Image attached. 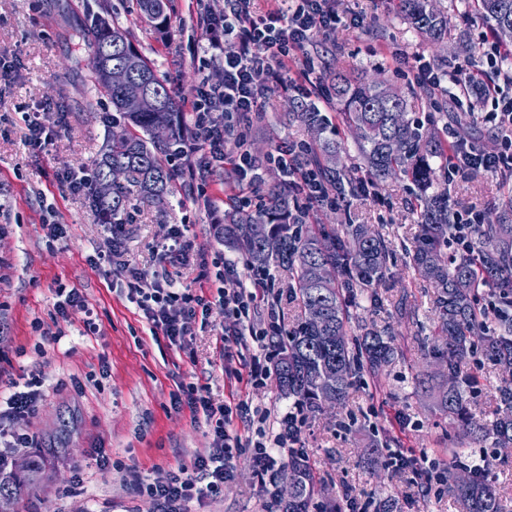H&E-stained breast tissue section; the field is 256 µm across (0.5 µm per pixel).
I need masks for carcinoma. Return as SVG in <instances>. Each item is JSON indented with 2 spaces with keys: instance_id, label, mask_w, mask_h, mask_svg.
<instances>
[{
  "instance_id": "cac0c4a2",
  "label": "carcinoma",
  "mask_w": 512,
  "mask_h": 512,
  "mask_svg": "<svg viewBox=\"0 0 512 512\" xmlns=\"http://www.w3.org/2000/svg\"><path fill=\"white\" fill-rule=\"evenodd\" d=\"M169 0H136L140 17L148 26L162 31L170 24ZM477 15L497 34L512 28V0H476ZM404 19L430 44L443 41L448 16L434 8L431 0H401ZM77 45L91 51L90 80L95 91L106 97L116 115L112 123H124V136L110 139L96 164L94 183L108 171L125 172V181L112 185L105 196L93 190L96 207L104 220L118 221L129 196L160 203L171 192L174 174L167 157L178 153L185 129L175 95L157 68L134 46L128 32L97 14L75 34ZM124 68L128 81H109V67ZM330 96L341 105L337 120L357 131L355 144L371 184L396 177L413 185V211L420 219V234L407 255L419 276L437 292L438 324L434 335L424 340L434 356L448 362L453 386L437 381L429 396L448 415L454 434L448 468L440 479L443 492L457 500L462 512H508L493 469L509 463L512 449V382L498 387L499 407L491 424L477 420L468 410L465 394L472 383L467 361L477 351L512 375V198L492 209L495 221L475 229L471 253L448 256V241L455 233L449 223L448 164L434 167V160L448 158V128L425 126L408 117L406 95L363 70L328 73ZM148 100L139 112L126 109L131 96ZM288 118L311 131L306 153L299 162L315 167L331 194L339 202L357 194L362 180L345 165L341 143L329 121L310 99L289 101ZM164 126L167 137L159 141L155 130ZM259 206H232L224 222L214 224V235L245 255L252 271L268 275L282 269L290 277V292L304 312L321 308L324 320L316 325L302 318L283 334L272 337L279 358L276 374L282 392L312 412L329 399L343 404L347 390L357 381L375 383L399 356L394 335L363 324L360 334L351 335L352 303L365 296L374 303L378 287L386 279L393 250L379 233L367 232L363 224H311L310 215L297 204L286 180L277 177L263 182ZM330 266L336 279L325 285L313 281L314 270ZM505 451L486 455L483 471L471 467L476 450L487 451L486 443ZM29 472L9 470L0 459V495H12L44 470L38 455L28 457ZM470 474L465 486L456 483L459 471ZM288 484L295 494L288 497L285 512H310L318 482L314 469L300 448L288 454Z\"/></svg>"
}]
</instances>
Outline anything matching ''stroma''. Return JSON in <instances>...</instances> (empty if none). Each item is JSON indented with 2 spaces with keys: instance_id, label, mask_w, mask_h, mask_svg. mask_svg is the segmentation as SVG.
<instances>
[{
  "instance_id": "35a3bbf8",
  "label": "stroma",
  "mask_w": 512,
  "mask_h": 512,
  "mask_svg": "<svg viewBox=\"0 0 512 512\" xmlns=\"http://www.w3.org/2000/svg\"><path fill=\"white\" fill-rule=\"evenodd\" d=\"M396 0H335L341 21L334 32L306 46L331 70L366 68L370 77L405 89L413 81L410 66L391 56L422 54L448 57L449 68L464 64L461 41L478 42L482 22L468 0H436L448 16V35L431 48L394 9ZM188 0H172L169 33L142 22L133 0H0V56L19 57L25 67L15 82L0 85V370L19 389L40 380L36 416H17L14 432L33 435L45 462V478L13 496V512H153L149 500L134 491L137 481L150 482L167 472L192 468L195 458L212 445L205 420L189 411H174L170 393L178 381L205 386L215 402L243 399L252 406L286 412L276 375L266 386L233 384L224 374L217 340L224 330V312L212 308L205 325L196 328L189 345L179 349L151 335L124 288L113 286L112 274L92 269L88 258L107 250L109 231L87 201L63 193L55 180L58 168H94L112 134V106L88 82L85 52L74 49L73 34L87 12L105 15L127 29L137 50L151 61L177 99L191 94L201 76L220 82L223 69L212 64L200 74L186 53L188 40L204 42L205 34L189 21ZM293 89L274 86L262 111L263 124L253 132L258 153L273 151L283 141L309 139L308 129L286 117ZM66 105L64 117L47 112L42 121L60 128L52 144L35 149L26 144L27 112L45 100ZM409 118L442 126L462 119L464 141L478 148L493 145L490 124L474 122L464 107L446 94L437 102L425 95L409 99ZM195 155L173 162L175 192L163 206L131 196L125 212L129 259L151 273L165 265L154 250L172 225L210 251L234 260L241 275L251 272L245 257L224 247L211 233L212 224L228 207V190L237 181L231 166L210 177V204L197 199L181 171ZM375 196L350 198L346 206L320 209L311 223L365 224L389 240L395 258L379 287L380 302L358 298L356 313L377 328H392L402 355L375 384H354L346 402L316 414H304L301 446L319 479L321 498L341 499L344 489L377 501L395 497L401 512H459L447 497L411 492L404 474L381 468L367 443L386 441L390 452H428L448 457V419L415 390L416 374L432 371L433 358L421 345L435 323V292L413 270L405 253L419 233L410 208V186L390 179L376 186ZM512 191V177L472 171L449 185L456 209L478 206L489 211ZM65 224L67 237L53 239L46 227ZM79 288L99 328L85 335L81 315L62 318L56 311L58 285ZM408 297L418 310L416 320L398 318L395 305ZM61 329L60 341L44 338L43 327ZM469 371L478 379L466 397L477 419L491 422L498 405L503 374L493 360L478 355ZM190 512H264L265 496L256 487L247 458L235 463L234 478L213 496L191 502Z\"/></svg>"
}]
</instances>
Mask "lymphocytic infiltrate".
I'll list each match as a JSON object with an SVG mask.
<instances>
[{
    "instance_id": "f902f5d3",
    "label": "lymphocytic infiltrate",
    "mask_w": 512,
    "mask_h": 512,
    "mask_svg": "<svg viewBox=\"0 0 512 512\" xmlns=\"http://www.w3.org/2000/svg\"><path fill=\"white\" fill-rule=\"evenodd\" d=\"M196 22L206 34V45L188 42L186 50L200 69L220 60L224 63L221 83L202 78L190 98L187 109L191 114L194 136L188 147L198 161L191 176L206 181L209 171L223 164L224 139L229 122L242 120L262 112L270 91V81L277 71L293 61H301L299 75L307 80L306 94H314L319 86L311 81L315 70L311 59H299L315 36L325 35L336 28V10L332 0H275L274 8L258 15L253 0H225L221 12H213L205 0H194ZM238 43L236 51L224 50L226 40ZM481 56L486 63V79L479 95L491 104L486 121L496 128V149L482 150L455 140L448 150V174L455 177L469 171H512V46L502 44L492 33L480 38ZM295 143L277 148V157L288 169L289 184L303 194L308 207L329 206L321 178L312 170L294 164ZM111 244L108 251L97 252L88 262L93 268L109 265L113 275L127 289L131 302L136 303L152 335L163 336L170 345L183 346L193 335L197 317L208 316L212 305L224 310V334L221 349L225 358H232L239 349L252 350L246 369L225 367L229 379L250 387L263 386L267 378L266 340L279 333L284 323L280 311L281 297L271 289L260 288V275L241 276L234 261L224 260L216 266L217 283L214 295L205 290L178 289L172 278H149L147 272L130 262L125 246V227H109ZM160 254L170 263H197L207 268V251L188 237L185 225H174ZM39 393L35 390L16 391L0 410V445L7 448H30L34 442L26 434L2 427L1 422L17 415H32L38 409ZM174 410H189L209 423L213 443L207 454L198 456L193 471L178 470L161 479L141 483L139 495L152 502L155 512H188L190 502L218 493L234 474L237 458L247 457L257 485L263 489L268 505H275L277 494L272 489L275 469L283 467L285 452L300 442L303 419L298 411H286L272 417L269 410L253 409L245 401L214 404L204 387L179 384L171 395ZM254 425L250 435H242L233 427L234 420Z\"/></svg>"
}]
</instances>
